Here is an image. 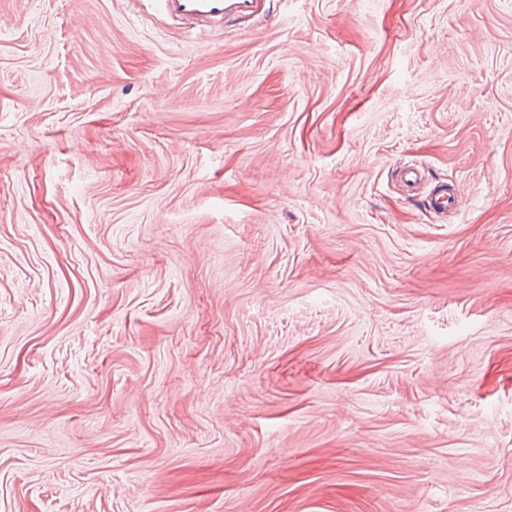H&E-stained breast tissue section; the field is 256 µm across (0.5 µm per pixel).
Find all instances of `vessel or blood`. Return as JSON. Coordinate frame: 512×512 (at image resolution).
Segmentation results:
<instances>
[{
	"label": "vessel or blood",
	"instance_id": "obj_1",
	"mask_svg": "<svg viewBox=\"0 0 512 512\" xmlns=\"http://www.w3.org/2000/svg\"><path fill=\"white\" fill-rule=\"evenodd\" d=\"M173 21L184 25L216 28L226 17L248 22L263 15L266 0H153ZM427 205L433 212L444 214L455 204V196L447 186L430 190Z\"/></svg>",
	"mask_w": 512,
	"mask_h": 512
}]
</instances>
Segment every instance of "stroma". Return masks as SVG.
<instances>
[{
    "instance_id": "35a3bbf8",
    "label": "stroma",
    "mask_w": 512,
    "mask_h": 512,
    "mask_svg": "<svg viewBox=\"0 0 512 512\" xmlns=\"http://www.w3.org/2000/svg\"><path fill=\"white\" fill-rule=\"evenodd\" d=\"M0 512H512V0H0ZM158 5L173 21L184 25L223 27L232 16L249 22L264 14L267 0H146ZM427 205L435 213L446 214L450 208L455 206V196L450 191L448 185L434 187L426 195Z\"/></svg>"
}]
</instances>
